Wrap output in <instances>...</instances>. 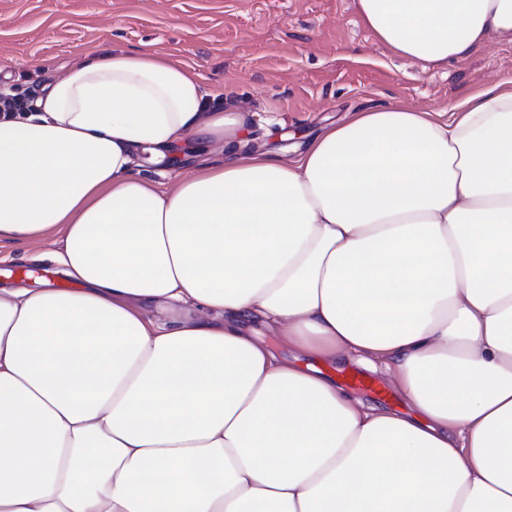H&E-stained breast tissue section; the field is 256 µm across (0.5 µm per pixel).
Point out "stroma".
Here are the masks:
<instances>
[{"instance_id":"35a3bbf8","label":"stroma","mask_w":512,"mask_h":512,"mask_svg":"<svg viewBox=\"0 0 512 512\" xmlns=\"http://www.w3.org/2000/svg\"><path fill=\"white\" fill-rule=\"evenodd\" d=\"M150 50L185 63L239 111L246 149L292 160L350 114L404 105L444 112L491 84H512V42L490 37L466 58L434 65L391 53L356 0H0V82L24 95L97 47ZM224 148L192 142L141 173L167 186ZM46 240L0 254V288H57Z\"/></svg>"}]
</instances>
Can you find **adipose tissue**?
<instances>
[{
    "label": "adipose tissue",
    "instance_id": "1",
    "mask_svg": "<svg viewBox=\"0 0 512 512\" xmlns=\"http://www.w3.org/2000/svg\"><path fill=\"white\" fill-rule=\"evenodd\" d=\"M357 9L426 63L512 40V0ZM241 124L187 66L103 47L0 116V248L58 238L76 284L0 288V512H512V89L134 172ZM302 357L383 362L412 414ZM146 156L139 154L137 158V162L144 164L141 175L165 187L195 166L224 163V148L222 145L191 142L183 149L168 154L161 162L144 163Z\"/></svg>",
    "mask_w": 512,
    "mask_h": 512
}]
</instances>
